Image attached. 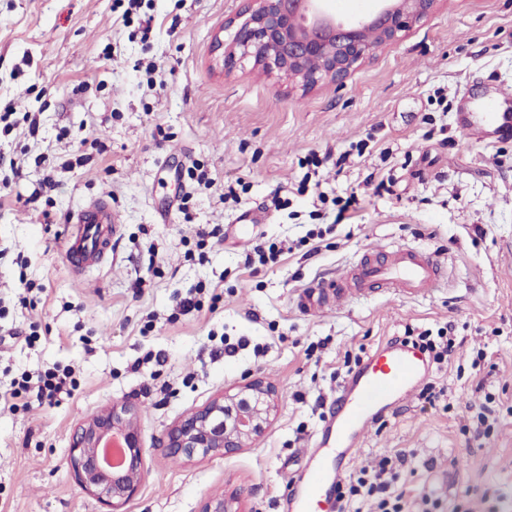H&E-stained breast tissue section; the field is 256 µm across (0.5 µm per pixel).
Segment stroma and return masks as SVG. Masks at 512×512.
<instances>
[{"label":"stroma","mask_w":512,"mask_h":512,"mask_svg":"<svg viewBox=\"0 0 512 512\" xmlns=\"http://www.w3.org/2000/svg\"><path fill=\"white\" fill-rule=\"evenodd\" d=\"M244 6L0 0V110L11 111L0 153L19 167L0 171V512H106L69 449L78 424L121 403L137 407L144 448L125 512H199L215 495L238 496L241 512H286L322 424L312 406L335 397L345 362L448 322L456 353L428 376L446 396L396 401L352 465L404 450L418 468L400 484L434 492L432 512H512V136L479 143L457 121L462 100L512 94V0H442L344 83L311 89L218 61L213 41L232 40ZM196 166L210 185L190 180ZM100 196L117 242L73 271L63 225ZM247 212L276 262L245 266ZM400 246L445 260L446 288L301 311L318 278ZM190 288L200 307L175 314ZM50 368L74 370L71 394L18 392ZM245 375L281 395L265 434L229 457L167 456V429ZM479 387L496 399L480 438Z\"/></svg>","instance_id":"obj_1"}]
</instances>
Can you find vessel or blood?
<instances>
[{"instance_id": "1", "label": "vessel or blood", "mask_w": 512, "mask_h": 512, "mask_svg": "<svg viewBox=\"0 0 512 512\" xmlns=\"http://www.w3.org/2000/svg\"><path fill=\"white\" fill-rule=\"evenodd\" d=\"M512 98L504 95L482 99L481 115L461 113L466 132L485 141L512 132V113L507 106ZM77 233L68 235L65 261L89 267L101 263L112 250L116 218L105 198L82 206L69 218ZM444 264L433 253L400 247L380 260L362 257L337 272L332 279L304 289L301 307L319 313L333 302L346 298L389 293L402 297H429L444 284ZM430 368L424 354L406 344H381L346 380L329 420L315 440L318 463L302 470L288 489L289 512H326L334 498L336 484L360 444L365 431L396 398L409 395L427 376Z\"/></svg>"}]
</instances>
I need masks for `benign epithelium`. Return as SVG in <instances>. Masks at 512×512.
<instances>
[{
    "mask_svg": "<svg viewBox=\"0 0 512 512\" xmlns=\"http://www.w3.org/2000/svg\"><path fill=\"white\" fill-rule=\"evenodd\" d=\"M245 19L224 47V65L251 58L266 70H277L306 88L340 83L355 65L395 42L399 34L436 12L441 0H377L363 15L342 17L328 0H246ZM278 393L262 378L246 376L207 405L171 425L163 440L167 455L229 456L251 447L276 411ZM118 439L124 461L106 459V445ZM70 465L81 485L109 512L136 494L144 468L138 411L131 404L112 405L83 421L75 430ZM222 495L205 500L199 512H240Z\"/></svg>",
    "mask_w": 512,
    "mask_h": 512,
    "instance_id": "obj_1",
    "label": "benign epithelium"
}]
</instances>
